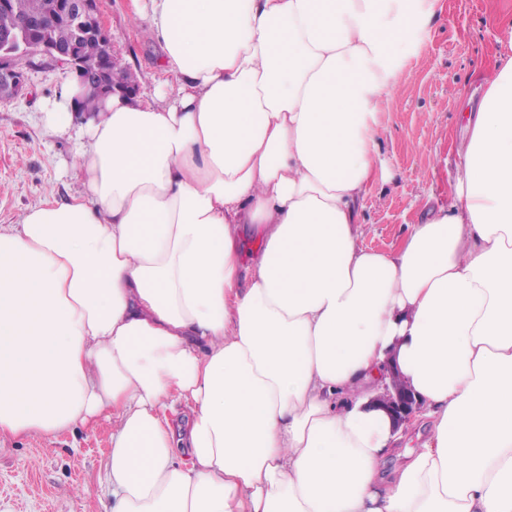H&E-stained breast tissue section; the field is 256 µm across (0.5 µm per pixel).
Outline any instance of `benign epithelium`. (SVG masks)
<instances>
[{"mask_svg": "<svg viewBox=\"0 0 512 512\" xmlns=\"http://www.w3.org/2000/svg\"><path fill=\"white\" fill-rule=\"evenodd\" d=\"M98 0H49V9L42 18L23 11L20 0H0V10L16 16V25L9 32L0 33V101L19 96L26 83L21 60L42 54L68 66L72 78L88 96L103 98L119 92H136L135 84L109 70L98 57H89L84 42L92 39L107 45L112 35L99 17ZM67 24L73 30L71 42H56L51 34L55 24ZM375 401L384 408L396 425L409 424L419 412L420 404L414 393L396 378L384 385Z\"/></svg>", "mask_w": 512, "mask_h": 512, "instance_id": "benign-epithelium-1", "label": "benign epithelium"}]
</instances>
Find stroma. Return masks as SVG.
Listing matches in <instances>:
<instances>
[{"label": "stroma", "mask_w": 512, "mask_h": 512, "mask_svg": "<svg viewBox=\"0 0 512 512\" xmlns=\"http://www.w3.org/2000/svg\"><path fill=\"white\" fill-rule=\"evenodd\" d=\"M399 74L400 90L380 114L383 171L362 200L363 246L396 249L427 206L451 201L455 142L488 88L497 55L512 52V0H441ZM132 0H99L112 53L140 92L154 93L164 74L151 17H131ZM28 90L0 103V225L16 224L46 189L81 190L66 164L73 141L49 131L40 108L67 78L62 66L36 55L24 63ZM112 426L55 437L0 438V512H109L112 488L102 466Z\"/></svg>", "instance_id": "obj_1"}]
</instances>
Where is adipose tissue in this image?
<instances>
[{
  "label": "adipose tissue",
  "instance_id": "ef3b65f1",
  "mask_svg": "<svg viewBox=\"0 0 512 512\" xmlns=\"http://www.w3.org/2000/svg\"><path fill=\"white\" fill-rule=\"evenodd\" d=\"M146 10L161 91L66 80L42 112L84 189L0 225V436L108 417L112 512H512V56L451 204L383 252L378 114L439 0ZM390 364L430 428L387 474Z\"/></svg>",
  "mask_w": 512,
  "mask_h": 512
}]
</instances>
